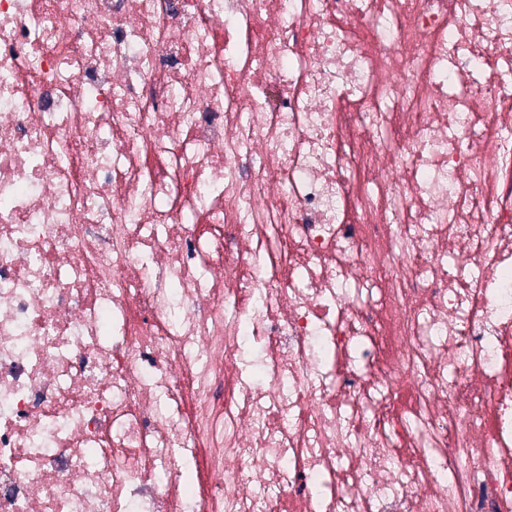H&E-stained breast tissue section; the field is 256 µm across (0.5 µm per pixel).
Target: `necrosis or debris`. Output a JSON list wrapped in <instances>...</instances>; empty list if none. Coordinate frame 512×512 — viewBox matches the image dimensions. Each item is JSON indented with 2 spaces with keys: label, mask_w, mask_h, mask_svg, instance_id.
Instances as JSON below:
<instances>
[{
  "label": "necrosis or debris",
  "mask_w": 512,
  "mask_h": 512,
  "mask_svg": "<svg viewBox=\"0 0 512 512\" xmlns=\"http://www.w3.org/2000/svg\"><path fill=\"white\" fill-rule=\"evenodd\" d=\"M0 512H512V0H0Z\"/></svg>",
  "instance_id": "1"
}]
</instances>
